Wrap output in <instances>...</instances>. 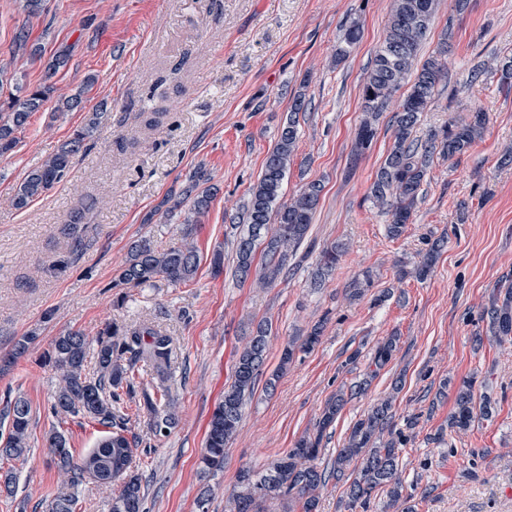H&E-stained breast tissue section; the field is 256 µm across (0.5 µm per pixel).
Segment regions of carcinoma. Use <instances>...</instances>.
<instances>
[{
	"instance_id": "cac0c4a2",
	"label": "carcinoma",
	"mask_w": 512,
	"mask_h": 512,
	"mask_svg": "<svg viewBox=\"0 0 512 512\" xmlns=\"http://www.w3.org/2000/svg\"><path fill=\"white\" fill-rule=\"evenodd\" d=\"M438 0H393L383 42L376 49L361 89L363 117L357 131L355 151L367 150L377 133L376 125L387 111L396 93L408 86L393 115V143L371 185V196L388 208L391 222L388 234L400 237L411 223L434 157L451 160L464 154L481 136L488 120L487 113L477 110L465 121L450 122L422 140L416 136L423 112L438 94V85L445 78L442 55L447 46L438 48L422 64H416L423 40L429 31ZM361 38V27L350 23L336 49V58L349 56ZM95 83L87 77L74 93L57 101V111L70 112L81 106ZM54 87L43 83L19 94L9 93L0 101V156L17 145L16 131L23 128L30 115L39 111L52 98ZM309 110V100L299 94L293 98L288 120L283 124L277 142L267 154L261 175L252 188L241 212L231 217L237 230L234 275L241 282L248 280L259 288H267L288 276L297 265V252L307 238L319 203L321 185L310 182L291 198L283 199V182L292 164L298 141L299 115ZM104 113L95 112L88 124L75 128L58 149L39 165L30 168L13 191V205L24 210L70 174L73 159L87 147L101 125ZM207 169L200 165L186 179L180 193L170 194L163 201L165 218L184 211V234L181 242L166 249L157 248L148 237H140L128 245L127 256L118 276L112 280L117 290L113 304L124 305L127 288L154 285L163 280L172 285L191 281L198 270L199 255L193 240L194 225L210 207L214 187ZM447 245V237L435 238L413 269L419 280L431 273L435 262ZM263 261L255 264L257 249ZM345 247L342 243L324 246L311 271V284L321 287L332 275ZM490 340L503 343L512 339V288L503 297L494 298L487 311ZM322 326L316 325L301 341L291 340L283 348L279 366L266 385L274 387L279 373L293 361L296 349L310 351L319 343ZM269 327L256 326L255 331L236 353L232 382L224 389V398L214 408L208 423L205 445L200 458L202 470L224 469L225 450L239 432L247 397L253 394L267 358ZM38 338L32 329L15 343L7 358L11 362L26 355ZM397 348L393 336L379 345L372 363L382 369ZM173 340L145 324L131 325L109 320L96 337L68 329L54 337L44 352V364L59 375L52 397L51 409L57 417L81 416L106 428V434L95 448L77 459L65 435L50 431L45 447L51 462L64 475L63 486L48 500L45 512H76L77 497L72 489L91 483L107 487L115 480L121 485L112 495V512H144L142 477L131 470L137 445L136 436H128L127 418L118 404L125 389L136 400L138 410L147 415L149 430L156 438L169 434L177 422L176 407L169 398L168 382L172 380ZM95 360L96 374L87 372L88 357ZM153 369L156 384L152 389L136 392L133 376L138 363ZM393 401L390 395L376 404L355 422L342 448L328 466L319 462L320 445L326 430L334 423L345 404L344 393L325 403L315 432L300 437L294 446L278 454L260 468L243 467L237 474V492L229 512H271L278 501L288 502L281 512H319L320 493L335 479L350 474L347 489L348 506L365 507L382 493L384 507L395 512H415L410 497L403 494L400 478V456L406 442L403 431L393 429ZM475 401L472 383L458 388L449 427L470 428L474 419ZM31 407L19 396L0 416V458L21 460L29 451Z\"/></svg>"
}]
</instances>
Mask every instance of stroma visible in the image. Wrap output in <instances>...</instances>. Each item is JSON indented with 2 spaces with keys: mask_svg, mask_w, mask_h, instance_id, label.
Here are the masks:
<instances>
[{
  "mask_svg": "<svg viewBox=\"0 0 512 512\" xmlns=\"http://www.w3.org/2000/svg\"><path fill=\"white\" fill-rule=\"evenodd\" d=\"M390 8L391 0H46L44 13L29 19L17 0H0V68L21 84L48 81L65 95L87 76L96 79L81 108L59 112L50 101L32 113L15 149L0 157V357L29 330L39 331L30 351L0 371V409L19 396L32 408L27 459L0 461V473L17 475L14 494L0 492V512H44L60 487L45 448L50 430L65 434L78 457L103 436L90 420L52 413L57 375L40 357L61 331L92 338L112 318L154 325L173 339L176 426L155 438L147 416L124 403L139 438L131 467L145 481L146 512H224L239 469L261 467L293 447L313 431L330 396L366 376V393L348 401L324 437L321 463L400 377L394 425L406 429L407 418L416 420L406 429L401 478L417 512H512V343L488 340L485 313L493 293L512 284V164L501 162L512 149V83L497 72L512 54V0H468L461 11L455 0H439L420 55L445 40L451 51L418 134L479 109L488 123L465 154L435 159L411 224L394 239L390 214L370 194L393 142L391 113L382 114L371 148L351 158L360 89ZM355 19L361 40L337 60L338 38ZM23 27L41 46L40 60L16 45ZM62 49L66 66L48 74ZM482 63L486 72L473 78ZM300 93L312 107L300 121L283 193L312 181L323 187L300 249L304 259L272 286L242 285L232 275L230 218L247 201ZM94 112L104 119L69 180L16 210L13 189L24 173ZM200 165L218 191L194 235V280L129 289L124 306L115 307L111 285L128 242H180L182 224L153 215ZM78 208L84 219L74 240L62 228ZM441 235L445 249L430 275L416 280L415 263ZM336 240L348 250L325 287L312 289L318 253ZM218 246L219 275L211 265ZM366 273L370 294L349 300L352 282ZM49 310L54 316L43 322ZM263 320L271 326L269 374L288 340L318 322L324 332L314 350L296 351L274 392L256 387L223 470L201 473L207 424L232 380L235 353ZM391 336L399 339L392 359L373 370L376 347ZM466 381L476 399L490 398L493 411L459 432L448 418Z\"/></svg>",
  "mask_w": 512,
  "mask_h": 512,
  "instance_id": "35a3bbf8",
  "label": "stroma"
}]
</instances>
